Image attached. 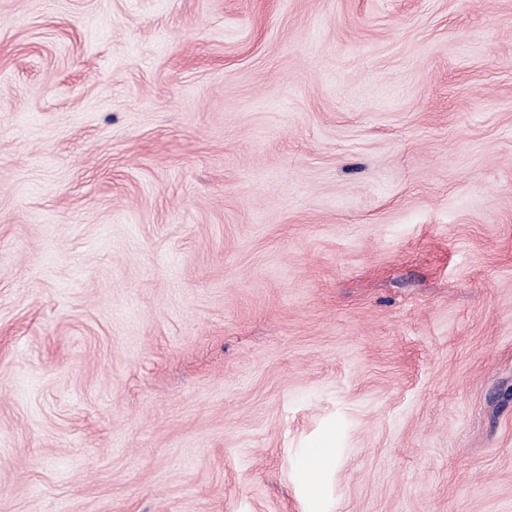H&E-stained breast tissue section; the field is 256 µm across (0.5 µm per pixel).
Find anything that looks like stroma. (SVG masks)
I'll use <instances>...</instances> for the list:
<instances>
[{
    "label": "stroma",
    "mask_w": 512,
    "mask_h": 512,
    "mask_svg": "<svg viewBox=\"0 0 512 512\" xmlns=\"http://www.w3.org/2000/svg\"><path fill=\"white\" fill-rule=\"evenodd\" d=\"M0 512H512V0H0Z\"/></svg>",
    "instance_id": "1"
}]
</instances>
